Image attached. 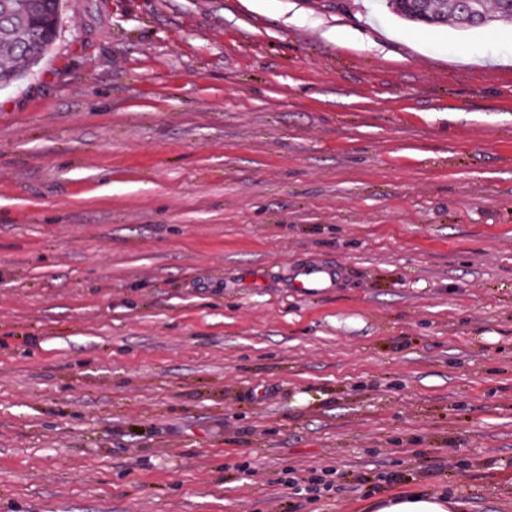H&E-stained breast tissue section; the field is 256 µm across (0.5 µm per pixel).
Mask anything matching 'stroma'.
<instances>
[{
  "label": "stroma",
  "mask_w": 512,
  "mask_h": 512,
  "mask_svg": "<svg viewBox=\"0 0 512 512\" xmlns=\"http://www.w3.org/2000/svg\"><path fill=\"white\" fill-rule=\"evenodd\" d=\"M415 491L512 512V24L60 0L0 89V512ZM336 267L326 263L307 264L293 273L292 285L304 294L314 295L335 288ZM288 487L294 488L296 494L301 495L303 492L306 494H313L314 496H320V493H329L334 490V483L331 480H326L324 478H317L316 480H310L308 485L301 484V481L297 476H292L291 478L287 477L285 481Z\"/></svg>",
  "instance_id": "35a3bbf8"
}]
</instances>
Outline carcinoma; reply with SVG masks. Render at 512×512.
I'll return each instance as SVG.
<instances>
[{
    "label": "carcinoma",
    "mask_w": 512,
    "mask_h": 512,
    "mask_svg": "<svg viewBox=\"0 0 512 512\" xmlns=\"http://www.w3.org/2000/svg\"><path fill=\"white\" fill-rule=\"evenodd\" d=\"M386 7L396 16L415 23L413 0H385ZM58 0H3L0 4V56L10 62L0 64V86H8L20 77L18 64L41 59L54 42L51 19L56 17ZM475 10L486 25L512 23V0H495L488 10L486 0H474ZM426 14L442 21L452 19L463 27L455 0H425Z\"/></svg>",
    "instance_id": "obj_1"
}]
</instances>
